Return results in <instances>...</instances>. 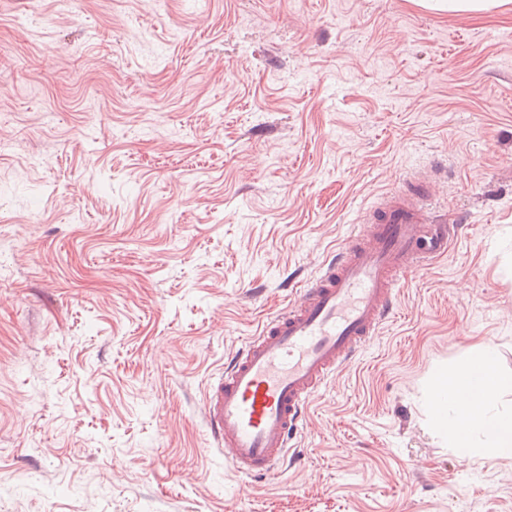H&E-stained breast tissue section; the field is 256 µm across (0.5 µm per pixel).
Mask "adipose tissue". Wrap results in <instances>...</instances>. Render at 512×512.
Returning a JSON list of instances; mask_svg holds the SVG:
<instances>
[{"label": "adipose tissue", "mask_w": 512, "mask_h": 512, "mask_svg": "<svg viewBox=\"0 0 512 512\" xmlns=\"http://www.w3.org/2000/svg\"><path fill=\"white\" fill-rule=\"evenodd\" d=\"M506 392L512 393V373L500 370L495 345H482L453 369L436 373L427 399L428 422L460 457L482 449L512 460V410L497 405Z\"/></svg>", "instance_id": "adipose-tissue-1"}]
</instances>
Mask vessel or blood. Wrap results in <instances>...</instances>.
Masks as SVG:
<instances>
[{
  "label": "vessel or blood",
  "instance_id": "1",
  "mask_svg": "<svg viewBox=\"0 0 512 512\" xmlns=\"http://www.w3.org/2000/svg\"><path fill=\"white\" fill-rule=\"evenodd\" d=\"M453 231L436 219L424 180L408 179L209 381L206 427L235 473L284 463L314 393L395 317L405 274L447 253Z\"/></svg>",
  "mask_w": 512,
  "mask_h": 512
}]
</instances>
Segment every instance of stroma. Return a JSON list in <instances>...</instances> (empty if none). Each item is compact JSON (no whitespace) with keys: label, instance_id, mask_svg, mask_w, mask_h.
<instances>
[{"label":"stroma","instance_id":"35a3bbf8","mask_svg":"<svg viewBox=\"0 0 512 512\" xmlns=\"http://www.w3.org/2000/svg\"><path fill=\"white\" fill-rule=\"evenodd\" d=\"M0 84V512H512L425 408L481 343L512 372V2L0 0ZM415 175L447 255L235 473L209 376ZM419 5L438 13L468 14L483 10L488 0H418Z\"/></svg>","mask_w":512,"mask_h":512}]
</instances>
